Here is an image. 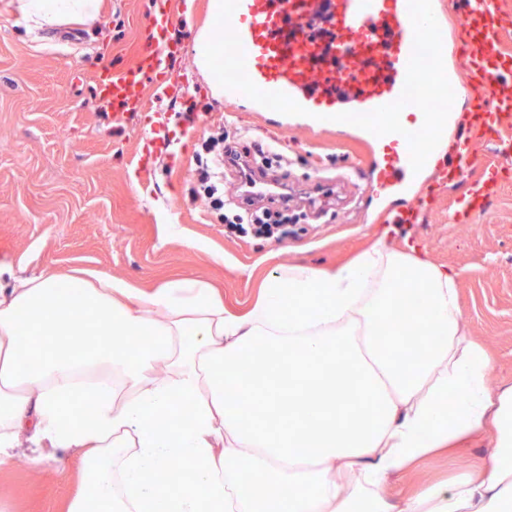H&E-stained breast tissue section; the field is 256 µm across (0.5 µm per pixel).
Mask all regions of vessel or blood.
<instances>
[{"label":"vessel or blood","mask_w":512,"mask_h":512,"mask_svg":"<svg viewBox=\"0 0 512 512\" xmlns=\"http://www.w3.org/2000/svg\"><path fill=\"white\" fill-rule=\"evenodd\" d=\"M174 21L168 0H160L133 63L117 72L103 70L105 93L99 103L111 108L115 120L148 110L147 85L164 87ZM460 25L466 63L446 75L451 86L476 90L473 133L457 141L450 165H424L430 176L424 183L411 168L405 138L423 125L417 106L401 112L404 134L359 130L371 177L354 185V192L382 188L388 195L407 197L399 208L382 204L375 223H417L451 181L467 184L475 195L491 189L488 166L477 151L484 141H492L497 156H512V49L505 46L512 35V11L504 9L502 0H469ZM231 26L240 37L251 80L261 90L295 100L313 114L317 130L330 128L332 115L368 113L396 101L413 51L408 0H239Z\"/></svg>","instance_id":"obj_1"}]
</instances>
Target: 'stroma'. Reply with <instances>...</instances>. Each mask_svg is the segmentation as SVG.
<instances>
[{"instance_id":"stroma-1","label":"stroma","mask_w":512,"mask_h":512,"mask_svg":"<svg viewBox=\"0 0 512 512\" xmlns=\"http://www.w3.org/2000/svg\"><path fill=\"white\" fill-rule=\"evenodd\" d=\"M155 0H100L95 17L43 28L27 22L19 0H0V262L17 275L106 270L131 287L153 289L194 278L222 296L225 309L246 313L275 267L304 263L326 271L354 261L376 241L374 196L289 225L285 238L230 231L225 213L236 211L235 178L223 176L224 208L197 195L196 157L218 128L238 148L266 144L265 121L280 122L282 169L296 194L314 172L333 180L364 168L365 150L349 136L311 132L307 120L270 114L261 119L217 101L195 69L189 46L204 19L199 0L177 9L170 61L173 81L188 95L152 101L169 128L185 132L174 154H156L141 171L137 154L149 138L143 113L114 123L99 107L94 79L132 58ZM496 181L482 208L455 211L467 187L449 183L419 224H393L386 238L395 250L415 244L434 263L460 274L459 295L468 335L490 358L489 393L512 385V162L493 158ZM485 434L412 465L400 485L382 487L389 502L478 466L491 446ZM26 449L0 465V512H67L81 480L80 462L56 449L42 475H33Z\"/></svg>"}]
</instances>
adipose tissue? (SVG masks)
I'll use <instances>...</instances> for the list:
<instances>
[{
	"label": "adipose tissue",
	"instance_id": "obj_1",
	"mask_svg": "<svg viewBox=\"0 0 512 512\" xmlns=\"http://www.w3.org/2000/svg\"><path fill=\"white\" fill-rule=\"evenodd\" d=\"M98 9L21 6L37 27ZM459 277L379 241L333 273L274 268L239 316L201 280L142 291L105 271L19 279L0 263V464L24 445L35 475L46 449L78 455L67 512H512V386L487 391ZM79 323L91 340L76 348ZM488 428L472 471L397 509L378 496ZM176 461L188 479H170Z\"/></svg>",
	"mask_w": 512,
	"mask_h": 512
}]
</instances>
